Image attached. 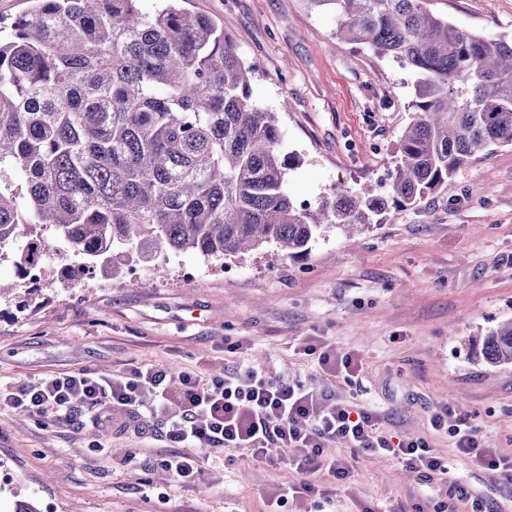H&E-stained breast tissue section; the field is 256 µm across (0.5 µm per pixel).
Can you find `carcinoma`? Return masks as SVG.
<instances>
[{"instance_id":"cac0c4a2","label":"carcinoma","mask_w":512,"mask_h":512,"mask_svg":"<svg viewBox=\"0 0 512 512\" xmlns=\"http://www.w3.org/2000/svg\"><path fill=\"white\" fill-rule=\"evenodd\" d=\"M30 0L0 19V251L44 226L91 273L117 257H240L273 244L309 252L329 227L359 233L382 197L288 194L278 118L251 100L250 75L206 13L165 0ZM336 14V38L414 76L412 120L393 156L397 210L448 185L475 155L512 145V39L457 28L427 0H304ZM44 239L17 247L19 274ZM476 355L512 365V319Z\"/></svg>"}]
</instances>
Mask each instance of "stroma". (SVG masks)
<instances>
[{"instance_id":"obj_1","label":"stroma","mask_w":512,"mask_h":512,"mask_svg":"<svg viewBox=\"0 0 512 512\" xmlns=\"http://www.w3.org/2000/svg\"><path fill=\"white\" fill-rule=\"evenodd\" d=\"M228 34L252 66L253 101L276 113L300 161L289 194L316 202L331 190L374 189L411 118L412 78L396 63L336 39V19L302 0H188ZM436 15L477 34L512 37V0H428ZM50 251L34 293L0 297V385L83 367L109 377L160 365L213 376L252 367L272 379L365 406L388 435L424 438L487 512H512V482L477 466L429 419L442 405L470 415L482 447L512 457V365L491 367L469 346L512 318V146L480 154L420 206L370 225L357 242L324 233L307 257L269 246L239 259L169 256L123 277L77 283L71 257ZM361 362L353 383L328 376L304 348ZM165 426L143 433L83 414L51 423L0 409V512L19 499L40 512H264L279 486L298 482L281 449L204 458L199 478L176 481L152 464ZM347 485L322 476L307 512H434L441 484L417 481L394 459L358 453ZM289 501L288 512H297Z\"/></svg>"}]
</instances>
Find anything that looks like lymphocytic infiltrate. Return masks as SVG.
Returning a JSON list of instances; mask_svg holds the SVG:
<instances>
[{"label":"lymphocytic infiltrate","instance_id":"1","mask_svg":"<svg viewBox=\"0 0 512 512\" xmlns=\"http://www.w3.org/2000/svg\"><path fill=\"white\" fill-rule=\"evenodd\" d=\"M175 378L180 381L182 411L166 425L168 448L156 464L181 482L195 481L203 455L242 450L260 460L272 444L286 449L290 466L303 475L301 493L307 499L321 494V472L343 483L354 474L349 458L328 455L332 444L396 459L426 483L449 482L447 461L433 453L424 439L392 440L380 432L370 410L357 405L325 409V393L267 378L254 369L209 377L192 370L174 376L167 369L150 367L109 378L80 369L0 390V406L55 419L81 409L95 424L108 413L126 412L147 420L158 416ZM448 413L445 406L434 413L431 428L449 430L462 453L511 477L512 459L480 449L472 418L452 420Z\"/></svg>","mask_w":512,"mask_h":512}]
</instances>
